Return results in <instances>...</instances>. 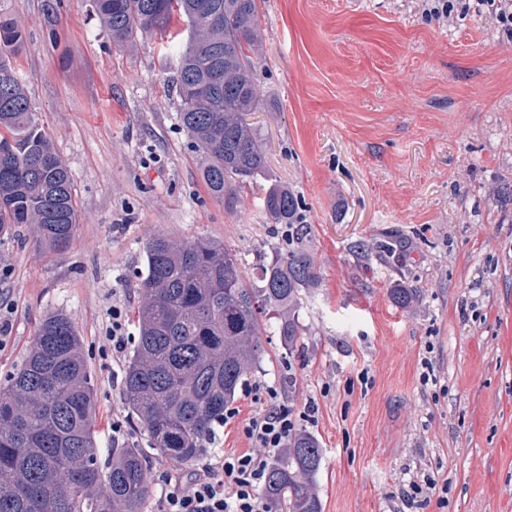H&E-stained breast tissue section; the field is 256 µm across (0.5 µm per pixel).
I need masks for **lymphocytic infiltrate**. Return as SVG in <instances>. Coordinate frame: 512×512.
Instances as JSON below:
<instances>
[{
  "mask_svg": "<svg viewBox=\"0 0 512 512\" xmlns=\"http://www.w3.org/2000/svg\"><path fill=\"white\" fill-rule=\"evenodd\" d=\"M267 391V406L247 418L243 433L249 450L213 454L191 473L172 470L159 496L158 512H270L259 488L271 452L282 448L293 431L287 412Z\"/></svg>",
  "mask_w": 512,
  "mask_h": 512,
  "instance_id": "f902f5d3",
  "label": "lymphocytic infiltrate"
}]
</instances>
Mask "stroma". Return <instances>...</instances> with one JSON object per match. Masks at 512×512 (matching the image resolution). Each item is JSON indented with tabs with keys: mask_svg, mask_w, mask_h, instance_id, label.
<instances>
[{
	"mask_svg": "<svg viewBox=\"0 0 512 512\" xmlns=\"http://www.w3.org/2000/svg\"><path fill=\"white\" fill-rule=\"evenodd\" d=\"M259 0L253 54L270 176L298 198L315 259L294 348L265 354L239 391L215 452L242 432L266 387L323 450L322 512H512V38L490 7L453 0ZM26 28L16 59L34 112L73 179L68 248L28 227L0 236V385L37 326L65 314L97 395L101 454L146 445L122 389L113 307L134 316L154 237L211 238L243 275L288 251V227L248 179L234 210L214 200L178 124L174 60L157 40L116 45L86 0H7ZM391 241L361 258L357 242ZM416 289L397 306L393 288ZM124 431L113 435L112 424ZM446 504L407 500L409 481Z\"/></svg>",
	"mask_w": 512,
	"mask_h": 512,
	"instance_id": "35a3bbf8",
	"label": "stroma"
}]
</instances>
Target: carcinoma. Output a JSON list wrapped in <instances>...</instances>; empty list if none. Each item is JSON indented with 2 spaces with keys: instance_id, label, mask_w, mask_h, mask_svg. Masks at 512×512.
<instances>
[{
  "instance_id": "cac0c4a2",
  "label": "carcinoma",
  "mask_w": 512,
  "mask_h": 512,
  "mask_svg": "<svg viewBox=\"0 0 512 512\" xmlns=\"http://www.w3.org/2000/svg\"><path fill=\"white\" fill-rule=\"evenodd\" d=\"M90 7L113 43L132 47L157 36L174 49L178 122L201 157L210 195L233 209L240 180L268 171L260 133L246 120L259 104L247 56L259 43L257 0H90ZM24 42V26L0 0V233L29 224L42 246L60 252L79 214L70 170L13 65ZM263 207L302 238L291 190L271 182ZM316 279L301 246L262 267L264 286L256 288L216 240L147 243L139 333L122 385L150 448L185 466L207 452L260 362L267 328L287 347L301 335L298 295ZM80 349L70 319L50 313L0 387V512H144L149 458L132 445L112 449L101 464L95 388ZM321 463L316 437L288 438L265 473L272 512H322Z\"/></svg>"
}]
</instances>
